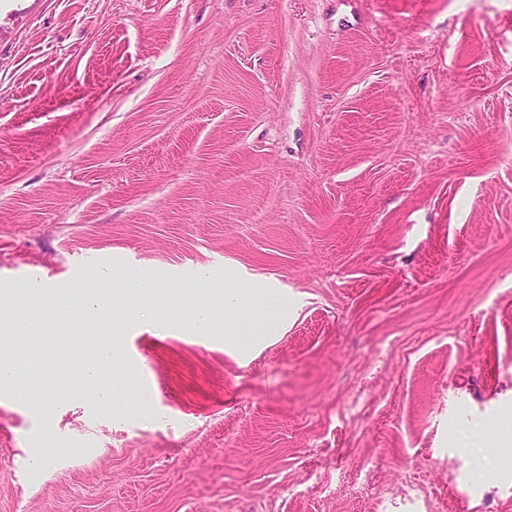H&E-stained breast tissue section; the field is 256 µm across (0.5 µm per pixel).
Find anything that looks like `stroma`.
Returning <instances> with one entry per match:
<instances>
[{
  "instance_id": "35a3bbf8",
  "label": "stroma",
  "mask_w": 512,
  "mask_h": 512,
  "mask_svg": "<svg viewBox=\"0 0 512 512\" xmlns=\"http://www.w3.org/2000/svg\"><path fill=\"white\" fill-rule=\"evenodd\" d=\"M1 288L0 512H512V0H0ZM381 499L386 497L399 499L407 506L406 512H433L434 504L428 488L416 478L409 479L393 487L381 488Z\"/></svg>"
}]
</instances>
